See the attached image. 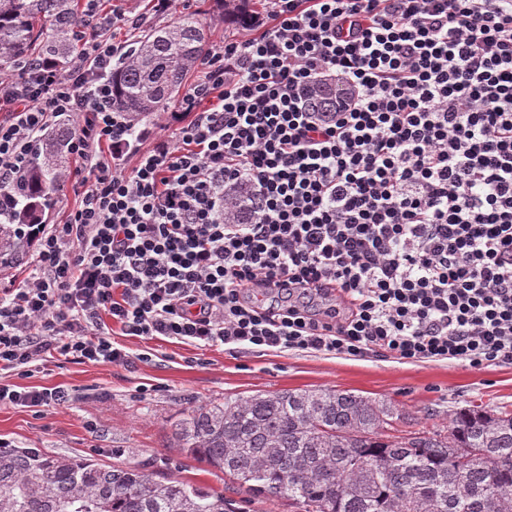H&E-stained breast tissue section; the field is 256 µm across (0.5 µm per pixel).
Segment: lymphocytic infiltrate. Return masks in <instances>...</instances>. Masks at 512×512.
I'll return each mask as SVG.
<instances>
[{"mask_svg": "<svg viewBox=\"0 0 512 512\" xmlns=\"http://www.w3.org/2000/svg\"><path fill=\"white\" fill-rule=\"evenodd\" d=\"M265 2L272 26L201 59L192 120L127 173L105 30L67 71L0 75V214L51 119L83 118L80 205L37 228L24 287L0 289V372L51 351L130 364L114 323L197 347L512 362V0ZM330 78L348 101L313 111Z\"/></svg>", "mask_w": 512, "mask_h": 512, "instance_id": "obj_1", "label": "lymphocytic infiltrate"}]
</instances>
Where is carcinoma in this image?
I'll return each mask as SVG.
<instances>
[{"instance_id": "cac0c4a2", "label": "carcinoma", "mask_w": 512, "mask_h": 512, "mask_svg": "<svg viewBox=\"0 0 512 512\" xmlns=\"http://www.w3.org/2000/svg\"><path fill=\"white\" fill-rule=\"evenodd\" d=\"M242 23L244 0H218ZM82 0H0V73L20 60L62 69L79 59ZM210 49L193 16L148 29L110 74L112 110L138 129L177 98ZM347 95L334 82L307 94L316 112ZM76 122L66 112L18 175L15 211L0 223V268L16 265L67 171ZM391 408L335 389L258 393L189 409L176 423L183 453L224 471L255 497L303 512H512V414L480 405L448 430L390 435ZM0 512H233L224 494L138 465H108L43 448L0 447Z\"/></svg>"}]
</instances>
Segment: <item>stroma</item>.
<instances>
[{
    "mask_svg": "<svg viewBox=\"0 0 512 512\" xmlns=\"http://www.w3.org/2000/svg\"><path fill=\"white\" fill-rule=\"evenodd\" d=\"M123 6L125 21L110 28L122 46L147 28L176 18L156 8L155 0H124ZM190 119L179 103H171L162 128L136 140L122 168L132 170L160 134L175 133ZM120 342L133 352H150V360L106 366L68 363L51 353L43 368L29 375L0 377V382L28 390L61 387L74 395L69 403L40 410L0 406V439L101 463H134L146 472L223 493L237 512H300L285 499L252 498L223 472L183 456L173 435L183 412L256 393L333 388L390 405L403 430L447 428L449 416L470 405L512 413L508 363L493 362L478 370L446 360L400 362L293 350L230 352L220 345L199 349L166 338L124 336Z\"/></svg>",
    "mask_w": 512,
    "mask_h": 512,
    "instance_id": "stroma-1",
    "label": "stroma"
}]
</instances>
